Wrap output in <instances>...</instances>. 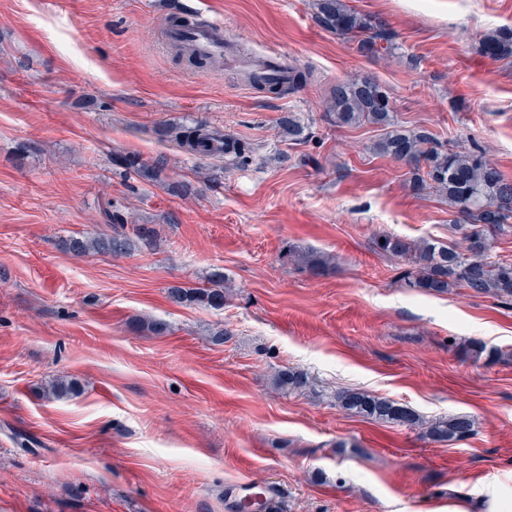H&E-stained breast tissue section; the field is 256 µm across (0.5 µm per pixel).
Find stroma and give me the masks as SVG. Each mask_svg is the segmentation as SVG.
I'll return each mask as SVG.
<instances>
[{"instance_id": "stroma-1", "label": "stroma", "mask_w": 512, "mask_h": 512, "mask_svg": "<svg viewBox=\"0 0 512 512\" xmlns=\"http://www.w3.org/2000/svg\"><path fill=\"white\" fill-rule=\"evenodd\" d=\"M345 2L388 25L390 52L361 56L315 0H0V512H235L247 482L278 489L274 512H446L482 480L512 489V303L405 286L375 236L457 245L452 211L371 153L379 128L336 126L325 106L336 82L375 75L403 126L474 139L512 179V56L480 52L512 28V0ZM181 10L311 79L278 95L188 66L163 34ZM291 112L306 139L284 133ZM168 125L240 139L247 158L191 155ZM110 216L127 254L63 249ZM216 272L223 308L169 299ZM471 339L502 357H464ZM284 367L313 393L276 391ZM61 375L83 393L49 395ZM344 389L467 414L476 432L429 442L348 415Z\"/></svg>"}]
</instances>
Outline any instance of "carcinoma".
Returning a JSON list of instances; mask_svg holds the SVG:
<instances>
[{
	"mask_svg": "<svg viewBox=\"0 0 512 512\" xmlns=\"http://www.w3.org/2000/svg\"><path fill=\"white\" fill-rule=\"evenodd\" d=\"M315 7L320 25L355 42L361 55L390 51L393 32L381 21L351 10L343 0H317ZM481 50L493 60L512 56V29L502 28L485 36ZM310 78V73L291 65L286 87L267 82L257 71L250 72L247 81L258 90L292 94ZM327 113L338 126L371 123L382 127L383 137L373 151L407 167L413 190L434 189L455 209L453 225L462 233L460 246L414 241L392 233H382L374 239L377 251L406 264L401 274L405 285L430 294L463 288L476 295L512 301V261H491L488 257L492 240L512 230V181L501 173L487 151L475 142L467 146L452 140L444 143L426 127L402 126L386 90L367 76L336 84L327 97ZM284 126L292 140L305 137L307 126L299 117L288 116ZM214 140L216 135L203 128L187 129L176 135L181 148L204 157L214 154ZM247 151L243 143L224 138L222 153L229 162L245 161ZM64 248L76 255L119 256L129 250V241L117 231H103L71 238L64 242ZM301 263L314 276L321 275L326 266L325 259L315 254L301 256ZM168 294L178 304L224 307V281L219 277L211 287H173ZM460 351L464 357L475 360L484 357L491 361L502 355L479 340L468 341ZM274 381L276 389L286 394H301L312 388L308 374L295 368L278 370ZM81 391V384L66 376L51 386V393L58 397L77 396ZM336 406L350 414L417 430L431 442L462 440L475 431V423L468 415L427 421L412 409L367 391L340 390L336 392Z\"/></svg>",
	"mask_w": 512,
	"mask_h": 512,
	"instance_id": "cac0c4a2",
	"label": "carcinoma"
}]
</instances>
